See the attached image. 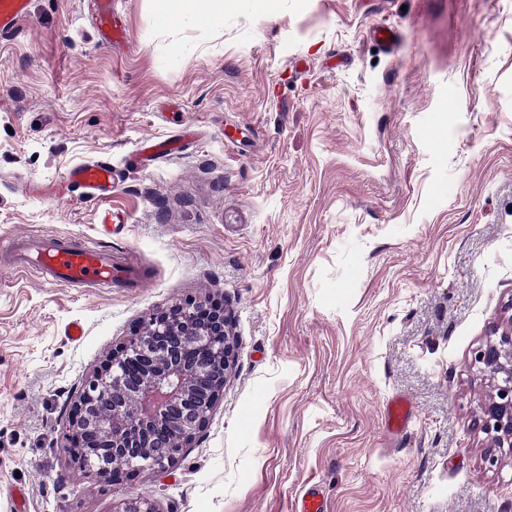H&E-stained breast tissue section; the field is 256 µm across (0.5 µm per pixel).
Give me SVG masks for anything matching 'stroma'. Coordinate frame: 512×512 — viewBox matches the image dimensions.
<instances>
[{"label": "stroma", "mask_w": 512, "mask_h": 512, "mask_svg": "<svg viewBox=\"0 0 512 512\" xmlns=\"http://www.w3.org/2000/svg\"><path fill=\"white\" fill-rule=\"evenodd\" d=\"M117 7L120 47L89 0H31L0 37V244L96 242L115 275L60 288L0 263V512L18 488L28 512H295L312 485L327 512H512L473 365L512 315V0H228L208 27ZM146 140L176 147L130 164ZM99 159L111 234L98 202L26 190ZM204 296L231 310L236 364L198 441L123 485L71 468L83 382ZM411 418L410 408L406 400L400 397H392L386 404V425L390 432H398L403 429Z\"/></svg>", "instance_id": "35a3bbf8"}]
</instances>
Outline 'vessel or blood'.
<instances>
[{"label": "vessel or blood", "mask_w": 512, "mask_h": 512, "mask_svg": "<svg viewBox=\"0 0 512 512\" xmlns=\"http://www.w3.org/2000/svg\"><path fill=\"white\" fill-rule=\"evenodd\" d=\"M96 32L101 41L120 45L126 42V27L114 0H93ZM31 0H0V35L16 30L30 11ZM66 190L78 191L93 200L112 193V165L98 160L81 163L63 178ZM6 251L15 268L33 273L42 281L63 288H108L112 285V254L102 246L64 240L41 243L15 242ZM411 418L406 400L394 397L386 404V425L390 432L403 429Z\"/></svg>", "instance_id": "vessel-or-blood-1"}]
</instances>
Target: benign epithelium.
Wrapping results in <instances>:
<instances>
[{"instance_id": "7a95c632", "label": "benign epithelium", "mask_w": 512, "mask_h": 512, "mask_svg": "<svg viewBox=\"0 0 512 512\" xmlns=\"http://www.w3.org/2000/svg\"><path fill=\"white\" fill-rule=\"evenodd\" d=\"M236 359L227 305L179 300L154 311L106 356L83 385L69 416L70 463L115 485L143 470L177 465L223 399ZM493 382L480 429L512 456V316L474 355ZM117 512H159L142 497Z\"/></svg>"}]
</instances>
